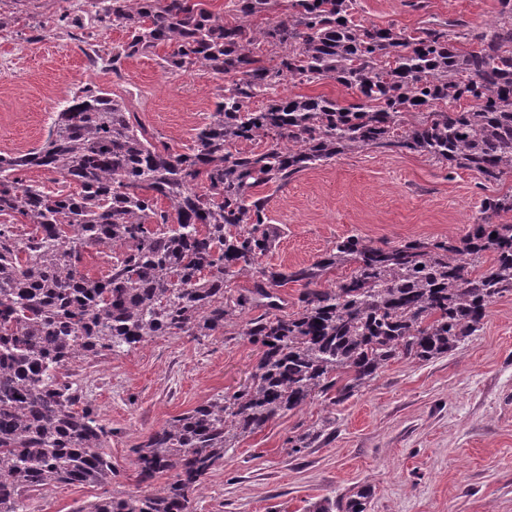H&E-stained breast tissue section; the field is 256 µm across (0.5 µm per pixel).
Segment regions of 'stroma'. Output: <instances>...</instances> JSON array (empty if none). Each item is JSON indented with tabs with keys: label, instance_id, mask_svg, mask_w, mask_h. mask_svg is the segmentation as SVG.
<instances>
[{
	"label": "stroma",
	"instance_id": "35a3bbf8",
	"mask_svg": "<svg viewBox=\"0 0 512 512\" xmlns=\"http://www.w3.org/2000/svg\"><path fill=\"white\" fill-rule=\"evenodd\" d=\"M358 0L371 24L414 28L429 18L494 20L498 0ZM55 5L0 33V152L39 146L59 106L94 84L124 99L149 132L175 150L209 122L218 79L205 68L172 72L164 48L125 62L121 74L91 66L87 54L126 41L119 27L94 19L96 0H74L85 40L55 22ZM512 178L488 183L473 170L416 153L366 150L301 172L273 192L268 221L281 228L260 262L290 268L320 259L351 235L379 246L465 236L484 197ZM259 348L237 324L211 336H158L127 351L90 357L66 373L112 436V480L102 486L56 485L27 493L28 512H74L99 495L146 491L134 446L174 416L249 383ZM332 419L327 435L301 454L285 443ZM369 486L365 512H512V295L494 301L477 335L428 362L399 359L348 400L318 397L239 439L207 478L193 512H307L325 497L347 498Z\"/></svg>",
	"mask_w": 512,
	"mask_h": 512
}]
</instances>
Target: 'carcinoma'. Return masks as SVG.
<instances>
[{
    "label": "carcinoma",
    "mask_w": 512,
    "mask_h": 512,
    "mask_svg": "<svg viewBox=\"0 0 512 512\" xmlns=\"http://www.w3.org/2000/svg\"><path fill=\"white\" fill-rule=\"evenodd\" d=\"M34 0H0V30ZM99 23L126 30L112 71L164 45L169 70L197 65L224 79L211 120L179 152L148 133L121 99L82 87L44 142L0 154V512H24V494L55 484L112 480V436L60 370L157 336L238 335L261 349L244 388L169 420L133 452L138 495H102L75 512H192L214 466L237 439L317 397L347 400L401 358L455 351L512 293V189L486 197L457 241L378 247L353 235L316 262L282 271L259 258L281 230L269 196L296 174L368 149L418 153L490 183L512 177V0L474 29L460 19L408 30L357 18V0H233L235 22L208 0H101ZM330 79L356 98L272 97L285 79ZM264 144L242 151L243 143ZM41 168L78 184L49 194L22 172ZM119 254L108 273L81 271L84 253ZM492 265L482 269L484 258ZM352 271L342 279L330 273ZM250 286L226 295L228 283ZM303 286L281 314L274 289ZM259 309L249 319L244 315ZM326 419L287 440L296 456L319 442ZM365 492L310 505L364 512Z\"/></svg>",
    "instance_id": "cac0c4a2"
}]
</instances>
